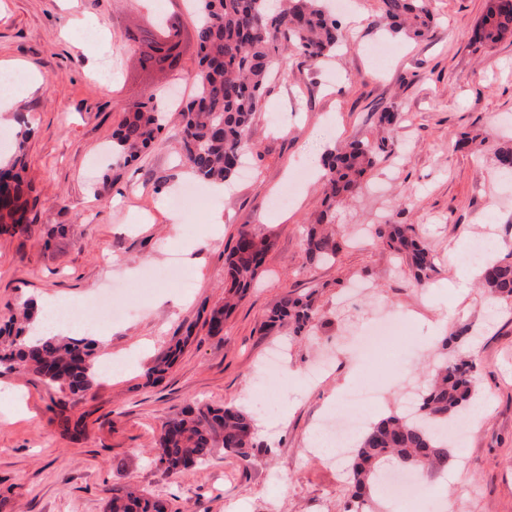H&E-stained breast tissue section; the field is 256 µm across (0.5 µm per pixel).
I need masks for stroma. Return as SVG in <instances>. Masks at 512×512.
<instances>
[{
    "instance_id": "1",
    "label": "stroma",
    "mask_w": 512,
    "mask_h": 512,
    "mask_svg": "<svg viewBox=\"0 0 512 512\" xmlns=\"http://www.w3.org/2000/svg\"><path fill=\"white\" fill-rule=\"evenodd\" d=\"M349 2L334 9L343 34L335 56L319 67L295 52L272 62L249 131V177L234 176L219 195L203 191L177 213L167 197L190 170L171 134L129 165L116 163L110 146L121 106L195 93L199 17L187 0H0V75L28 86L16 108L0 109V125L15 126L20 113L28 120L20 173L32 187L34 220L31 237L0 234V316L22 304L41 314L47 299L81 305L114 282L128 284L122 300L133 309L88 330L106 333V355L128 367L98 378L70 408L80 435L60 427L53 392L36 376L0 375V512H104L110 489L127 485L171 512H346L347 462L311 448L315 425L329 412L348 416L345 397L362 386L383 397L369 419L401 411L406 387L423 388L439 350L436 326L455 304L462 311L453 328L479 333L465 350L480 367L484 414L462 462L427 478L422 512H512V302L489 298L474 280L465 298L452 289L464 271L453 251L474 236L490 232L498 257L512 252V184L495 159L512 139V40L470 44L488 0H435L426 39L392 33L381 0ZM156 10L183 23V69L167 81L140 69L129 37ZM381 112L396 122L379 126ZM354 139L380 148L371 190L337 204L342 247L334 263L310 265L303 237L321 208L311 159ZM382 217L414 225L430 249L427 286L415 284L402 257L355 238L358 226ZM245 224L273 245L216 336L207 318L224 302L225 258ZM359 283L368 292L348 301ZM289 293L312 297L318 325L300 336L263 335L264 317ZM392 314L407 327L389 355L362 352L356 332ZM187 332L182 355L147 384V370ZM276 348L283 379L269 384L273 410L259 420L254 465L219 449L177 478L156 467L153 437L165 419L198 403L253 409L241 395L255 392ZM459 485L471 495L456 498Z\"/></svg>"
}]
</instances>
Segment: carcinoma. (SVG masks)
Returning a JSON list of instances; mask_svg holds the SVG:
<instances>
[{
	"label": "carcinoma",
	"mask_w": 512,
	"mask_h": 512,
	"mask_svg": "<svg viewBox=\"0 0 512 512\" xmlns=\"http://www.w3.org/2000/svg\"><path fill=\"white\" fill-rule=\"evenodd\" d=\"M200 15L195 30L199 48L197 92L180 110L174 130L194 177L202 182L231 178L247 150L248 134L270 79L273 55L292 50L317 66L339 44V24L326 7L327 0H280L276 11L269 0H194ZM394 32L415 36L431 32V0H381ZM180 26L164 17L138 28L147 50L141 53L144 70L172 73L180 56L164 54L157 47L154 29ZM512 37V0H489L485 13L472 29L470 43L492 46ZM123 116L112 131V157L129 163L148 149L166 128L164 112L145 102L121 108ZM18 157L0 161V230L12 236L29 237L31 222L23 182L16 171ZM377 161L368 142H351L329 153L325 168V209L310 225L304 239L306 259L311 264L336 260L340 243L328 230L336 202L364 189V177ZM371 237L405 257L416 284L424 285L434 270L432 255L411 224L380 221L368 227ZM271 241L249 225L238 231L227 259L224 288L229 299L242 300L260 273L263 255ZM481 283L500 301L512 300V259L487 264ZM313 305L291 295L284 296L262 321L265 335L287 326L298 335L313 326ZM27 326L11 316L0 325V368L17 375L34 374L49 388L62 394L55 402L59 425L73 435L83 424L67 414L70 404L83 397L98 371V342L87 336H52L26 339ZM178 340L174 349L147 372V381L157 383L166 368L188 344ZM478 369L474 360L442 353L431 365L428 386L420 393L412 418L389 414L372 422L361 434L348 463L351 484L349 512H365L377 484V472L391 462L429 476L448 467L451 453L441 428L477 401ZM218 448L243 465L256 462L255 420L235 407L204 405L167 418L154 445V463L164 474L176 477L206 463ZM105 512H166L164 504L123 488L112 489Z\"/></svg>",
	"instance_id": "carcinoma-1"
}]
</instances>
